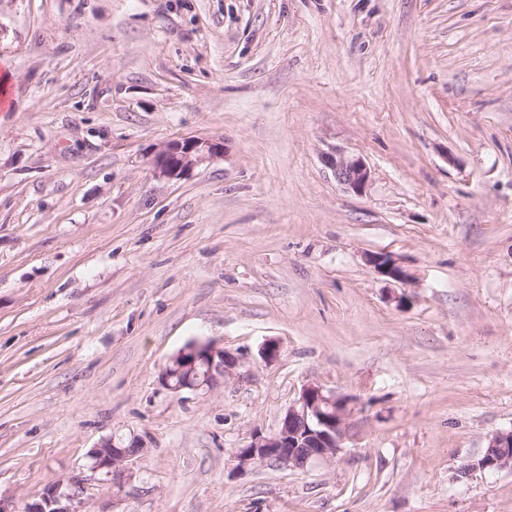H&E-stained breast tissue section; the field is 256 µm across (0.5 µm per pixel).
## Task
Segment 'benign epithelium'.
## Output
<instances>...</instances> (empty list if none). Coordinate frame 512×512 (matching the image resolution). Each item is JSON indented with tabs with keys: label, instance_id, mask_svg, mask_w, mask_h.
<instances>
[{
	"label": "benign epithelium",
	"instance_id": "7a95c632",
	"mask_svg": "<svg viewBox=\"0 0 512 512\" xmlns=\"http://www.w3.org/2000/svg\"><path fill=\"white\" fill-rule=\"evenodd\" d=\"M216 143L184 138L169 142L157 155L160 173L175 177L208 156L220 153ZM324 161L333 170L336 181L349 192L362 194L372 178V171L359 157L340 151L327 153ZM368 263L378 275L406 284L409 275L392 254L381 252L368 256ZM241 358L218 346L213 340L193 341L169 359L161 372L162 384L174 392L210 391L240 365ZM348 401L317 385L306 386L296 402L283 413L279 428L272 435L255 434L251 442L238 449L240 466L256 461L272 462L279 466L303 468L308 464L335 457L341 450L345 435ZM490 447L497 455L487 454L477 462L479 468L499 471L512 467V430L495 433ZM134 453L107 440L90 450L91 469L106 471L112 480L120 478L118 466ZM85 489V479L74 477L67 489L51 487L42 502L30 506L27 512H77L73 503Z\"/></svg>",
	"mask_w": 512,
	"mask_h": 512
}]
</instances>
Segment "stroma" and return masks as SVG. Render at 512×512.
Returning <instances> with one entry per match:
<instances>
[{"mask_svg":"<svg viewBox=\"0 0 512 512\" xmlns=\"http://www.w3.org/2000/svg\"><path fill=\"white\" fill-rule=\"evenodd\" d=\"M0 61L6 512L76 474L77 512H512V0H0ZM196 339L239 367L167 389ZM310 384L337 457L239 467ZM222 147L217 143L184 138L169 142L157 155L156 166L160 173L175 177L198 164L207 156L219 154ZM324 161L333 170L336 181L348 192L362 194L372 178V171L359 157L347 156L340 151L327 153ZM368 263L379 276L388 278L401 284H407L409 275L400 265L397 258L391 253L381 252L370 254L367 258ZM490 448H486L484 454L494 448H499L497 455L487 454L477 462L479 468L488 471H499L512 467V430L495 433L490 438ZM140 449L137 447L135 452H131L128 448L115 446L110 440L104 441L89 452L92 460L91 469L95 472L105 470L107 474L112 473V480L116 481L121 474L117 467L139 453Z\"/></svg>","mask_w":512,"mask_h":512,"instance_id":"35a3bbf8","label":"stroma"}]
</instances>
